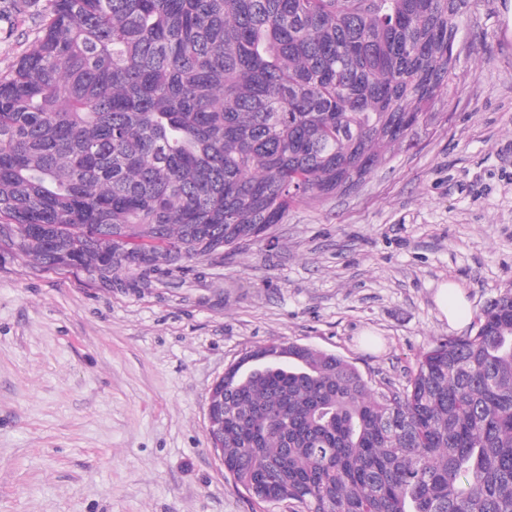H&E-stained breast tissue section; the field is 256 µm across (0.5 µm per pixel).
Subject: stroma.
<instances>
[{
    "label": "stroma",
    "instance_id": "1",
    "mask_svg": "<svg viewBox=\"0 0 512 512\" xmlns=\"http://www.w3.org/2000/svg\"><path fill=\"white\" fill-rule=\"evenodd\" d=\"M49 0H0V73ZM442 119L356 189L290 208L273 241L198 263L184 287L124 293L0 249V512H288L256 504L214 452L207 408L271 343L406 384L451 328L512 289V0H468ZM435 304L442 318L448 321L453 328H460L465 324L467 317L460 310H467L466 301L459 288L453 285L441 284L435 293Z\"/></svg>",
    "mask_w": 512,
    "mask_h": 512
}]
</instances>
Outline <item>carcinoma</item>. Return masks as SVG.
Returning a JSON list of instances; mask_svg holds the SVG:
<instances>
[{
    "label": "carcinoma",
    "instance_id": "carcinoma-1",
    "mask_svg": "<svg viewBox=\"0 0 512 512\" xmlns=\"http://www.w3.org/2000/svg\"><path fill=\"white\" fill-rule=\"evenodd\" d=\"M465 0H51L0 76V246L179 288L344 192L455 88ZM407 384L332 353L225 369L224 472L290 512H512V289Z\"/></svg>",
    "mask_w": 512,
    "mask_h": 512
}]
</instances>
